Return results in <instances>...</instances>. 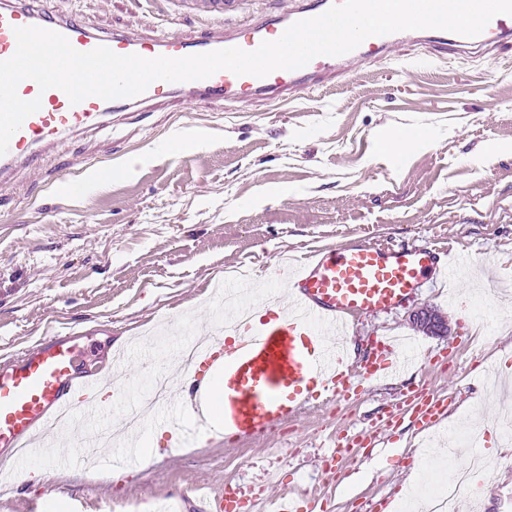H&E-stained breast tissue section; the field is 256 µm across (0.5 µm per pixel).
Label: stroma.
<instances>
[{"label":"stroma","instance_id":"1","mask_svg":"<svg viewBox=\"0 0 512 512\" xmlns=\"http://www.w3.org/2000/svg\"><path fill=\"white\" fill-rule=\"evenodd\" d=\"M102 31L143 37L225 34L212 12L190 0H45ZM411 136L406 153L391 149ZM417 243L449 248L459 272L425 282L405 305L359 318L354 351L403 335L423 353L410 384L446 396L453 410L430 433L410 408L397 423L379 418L400 390L364 379L348 401L314 407L255 445L201 443L173 449L168 431L150 430L151 452L122 467V448L89 463H67L41 480L30 462L0 482V512L19 495L63 489L94 494L100 512H152L178 501L197 512L200 497L230 483L250 488L267 472L284 482L273 495L306 489L333 512H366L381 500L402 512L405 496L448 483L452 461L419 467L426 439L494 411L487 384L512 381V51L453 57L413 45L369 60L298 98L197 103L182 96L112 115L105 126L62 140L40 165L0 184V365L53 334L76 336L87 363L106 371L131 343L149 356L131 369L130 392L106 395L107 418L121 419L176 345L211 321L212 283L252 267L259 290L281 253L350 243ZM431 306L448 331L429 336L410 322ZM486 332L473 338L471 316ZM375 447L326 462L321 444L373 427ZM480 512H512V447L489 435Z\"/></svg>","mask_w":512,"mask_h":512}]
</instances>
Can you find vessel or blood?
I'll return each instance as SVG.
<instances>
[{"mask_svg": "<svg viewBox=\"0 0 512 512\" xmlns=\"http://www.w3.org/2000/svg\"><path fill=\"white\" fill-rule=\"evenodd\" d=\"M338 0H298L285 14H269L249 24L236 21L234 0H224L216 17L225 37L170 35L132 37L103 33L86 22L38 8L29 0H0V60L16 50L14 28L39 26L66 36L74 49L88 52L104 46L119 55L179 58L238 47L255 50L278 39L292 23L321 15ZM423 42L437 51H488L512 48V16L498 15L476 36L439 29L401 31L365 39L341 56H319L295 70H277L263 78L221 70L189 82L157 80L133 98L105 100L91 96L71 103L58 88L40 90L27 79L17 89L21 99H40V109L27 117L0 156V180L16 168L38 164L43 150L61 138L91 129L115 110L160 102L189 93L199 102L249 100L270 94L298 96L308 85L340 77L352 60L383 58L397 47ZM452 266L424 245L374 248L348 244L309 252L298 269L274 264L285 281L286 299L240 308L232 330L205 336L192 344L189 360L164 390L178 410L167 425L179 448L217 435L225 446L257 442L296 420L311 401L342 402L355 392L359 377L388 379L407 366L392 337L374 342L363 372L350 364L348 339L360 315L402 306L428 279L449 280ZM79 347L71 336H52L26 349L0 367V463L16 464L29 451L41 461L63 463L53 449L52 433L80 418L89 427L104 423L102 393H123L130 382L127 349L115 350L107 377L79 374ZM422 428L447 418L446 398L426 388L404 394Z\"/></svg>", "mask_w": 512, "mask_h": 512, "instance_id": "1", "label": "vessel or blood"}]
</instances>
